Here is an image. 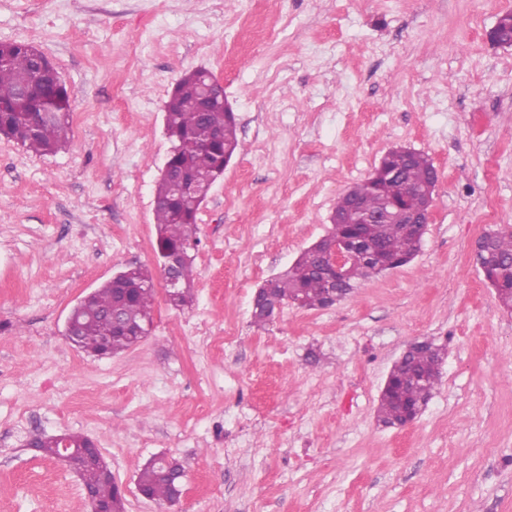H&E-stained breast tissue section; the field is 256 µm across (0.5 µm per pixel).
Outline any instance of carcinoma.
I'll use <instances>...</instances> for the list:
<instances>
[{"label": "carcinoma", "mask_w": 512, "mask_h": 512, "mask_svg": "<svg viewBox=\"0 0 512 512\" xmlns=\"http://www.w3.org/2000/svg\"><path fill=\"white\" fill-rule=\"evenodd\" d=\"M37 53L38 49L25 40L0 42V137L20 143L35 155H44L66 144L72 105L64 83L46 72L38 73ZM200 74L201 71L195 70L176 82L165 112V132L173 148L168 160L187 184L202 176H224V150L232 155L238 145L234 113L225 111L221 105L207 112L198 111L202 92ZM44 110L54 111V118L40 120ZM430 173L431 167L423 159L404 167L389 180L377 182L369 177L339 198L337 208L346 211L352 199L360 198L369 209L379 211L386 200L403 196L411 187L426 185ZM198 211L190 196L175 191L166 178H159L154 194V250L159 257L167 252L181 254L174 267L179 288L167 298L174 308L192 303ZM370 232L391 258L403 262L413 258L415 237L404 232L400 225L380 220L370 225ZM486 263L497 272L499 302L512 309V232L495 236ZM319 265V253L306 250L286 272L267 280L255 292L253 322L263 325L274 315L273 306L282 307L298 300L307 309L327 307L328 288L318 273ZM377 274L378 271L365 263L351 264L336 284L337 295L341 298L350 295L360 281ZM154 302L151 271L141 266L122 270L117 283L108 281L81 301L74 345L94 356L102 337L110 334L112 353L131 347L133 340L127 333L112 332V309L119 308L124 321L140 327L152 321ZM442 363L443 354L433 344L415 369L405 360L397 361L390 377L399 387L382 390L377 409L379 421L389 426L401 424L403 404L427 405L430 393L440 381ZM81 479L99 504L111 506L112 512H125V497L117 492L112 481L102 479L99 468L85 469ZM137 485L144 488L148 499L169 502L177 494V474L153 458L141 469Z\"/></svg>", "instance_id": "carcinoma-1"}]
</instances>
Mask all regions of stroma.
I'll return each instance as SVG.
<instances>
[{
  "mask_svg": "<svg viewBox=\"0 0 512 512\" xmlns=\"http://www.w3.org/2000/svg\"><path fill=\"white\" fill-rule=\"evenodd\" d=\"M512 0H0V42L43 51L71 91L65 149L0 138V512H90L79 477L26 448L95 440L126 512H512V312L472 248L512 225ZM224 84L239 147L203 203L193 302L91 357L71 309L118 271L156 270L163 115L185 72ZM440 169L407 265L265 326L252 298L330 233L390 149ZM443 346L406 426L377 419L407 345ZM184 470L177 503L136 491ZM157 457L144 465L137 479V485L144 488L148 497L138 486L137 490L141 496L149 500L170 502L178 492L177 474L161 462L166 459L165 457L159 456V460Z\"/></svg>",
  "mask_w": 512,
  "mask_h": 512,
  "instance_id": "stroma-1",
  "label": "stroma"
}]
</instances>
